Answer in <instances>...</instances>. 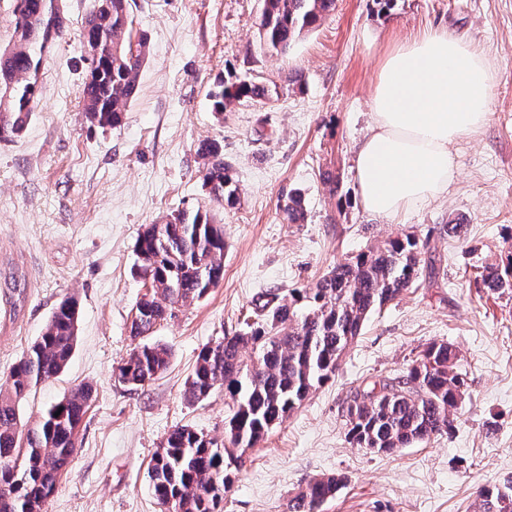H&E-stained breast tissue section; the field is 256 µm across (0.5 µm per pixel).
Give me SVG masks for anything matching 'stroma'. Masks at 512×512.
<instances>
[{"mask_svg":"<svg viewBox=\"0 0 512 512\" xmlns=\"http://www.w3.org/2000/svg\"><path fill=\"white\" fill-rule=\"evenodd\" d=\"M67 26L44 54L37 105L23 133L0 141V384L51 313L78 305L74 353L57 377L23 401L37 420L72 389H92L76 454L42 512H159L148 465L181 425L223 439L229 399L184 396L201 349L239 333L255 303L314 287L336 264L414 235L423 274L365 321L335 376L246 453L232 473L224 512H288L314 478H346L323 512H479L480 493L512 477V293L485 287V265L512 252V0H338L334 13L287 53L261 48L259 0H136L133 27L149 40L138 93L120 127L85 117L82 24L97 0H60ZM446 25L473 41L496 74L489 124L457 145L459 174L447 193L390 223L356 195L355 148L371 121L370 96L385 53ZM265 84L271 102L212 110L227 73ZM218 140L241 188L235 207L211 201L202 141ZM306 221L286 223L289 190ZM210 211L224 229V279L205 298L157 325L172 356L145 386L119 382L135 342L131 322L145 288L135 245L172 212ZM467 226L462 238L446 227ZM20 275L24 298L10 300ZM459 351L465 393L452 429L396 452L370 453L347 436L351 396L402 375L430 343Z\"/></svg>","mask_w":512,"mask_h":512,"instance_id":"1","label":"stroma"}]
</instances>
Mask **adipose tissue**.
Returning <instances> with one entry per match:
<instances>
[{
  "label": "adipose tissue",
  "instance_id": "1",
  "mask_svg": "<svg viewBox=\"0 0 512 512\" xmlns=\"http://www.w3.org/2000/svg\"><path fill=\"white\" fill-rule=\"evenodd\" d=\"M490 59L446 27L394 45L371 93V124L355 149L358 202L389 222L447 191L454 147L490 120Z\"/></svg>",
  "mask_w": 512,
  "mask_h": 512
}]
</instances>
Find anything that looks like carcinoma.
Returning a JSON list of instances; mask_svg holds the SVG:
<instances>
[{"label": "carcinoma", "mask_w": 512, "mask_h": 512, "mask_svg": "<svg viewBox=\"0 0 512 512\" xmlns=\"http://www.w3.org/2000/svg\"><path fill=\"white\" fill-rule=\"evenodd\" d=\"M105 0L86 18L82 37L100 47L99 66L81 90L82 111L102 129L122 122L136 95L147 40L134 33L129 0ZM260 43L284 53L317 22L336 10V0H261ZM11 45L0 49V140L25 129L37 100L43 53L63 34L65 16L55 0H16ZM271 90L230 74L210 92L214 112L224 113L243 99L266 102ZM203 181L212 200L235 205L240 188L224 148L202 144ZM285 220L306 218L301 193L291 191ZM224 230L209 211L181 210L150 224L138 237L139 274L150 277L151 292L136 305L131 336L144 338L178 306L203 299L224 279ZM422 251L412 235L396 237L334 266L315 287L288 292V300L268 302L245 322L242 334L225 336L199 352L185 383V397L202 402L224 389L232 401L218 441L189 426L175 427L148 469L149 487L164 512H223L232 479L226 459L241 458L282 425L312 390L335 375L340 356L362 330L368 315L416 287ZM486 287L512 292V255L507 265L481 273ZM78 335L76 300L56 306L43 332L12 367L0 386V512H42L45 501L75 454L90 390L80 386L50 405L32 425L20 419V404L41 382L65 369ZM170 349L140 342L118 366L119 381L142 387L161 374ZM456 349L446 342L429 344L403 375L355 394L356 420H346L349 440L364 450L391 453L448 432L451 411L464 380L455 371ZM345 484L338 474L314 478L288 503L289 512H321ZM512 497V481L481 493L480 512H499V499Z\"/></svg>", "instance_id": "1"}]
</instances>
